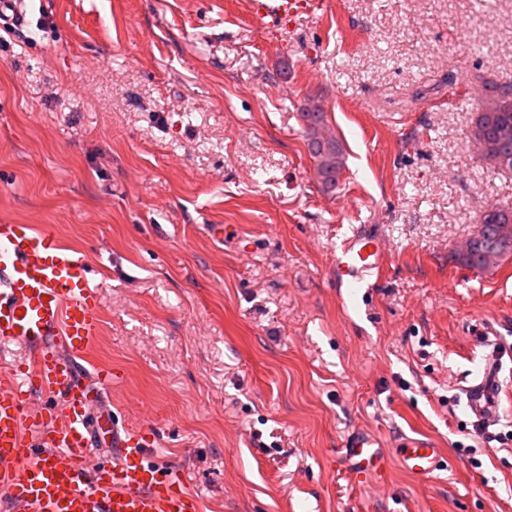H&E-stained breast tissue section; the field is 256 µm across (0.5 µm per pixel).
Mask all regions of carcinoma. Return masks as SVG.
Wrapping results in <instances>:
<instances>
[{"label": "carcinoma", "instance_id": "cac0c4a2", "mask_svg": "<svg viewBox=\"0 0 512 512\" xmlns=\"http://www.w3.org/2000/svg\"><path fill=\"white\" fill-rule=\"evenodd\" d=\"M470 138L483 145L482 159L497 171H512V81L486 86ZM308 150L316 161L323 189H336L344 168V148L323 109L310 104L300 112ZM512 256V205L492 203L481 211L468 248L451 256L461 266L486 271Z\"/></svg>", "mask_w": 512, "mask_h": 512}]
</instances>
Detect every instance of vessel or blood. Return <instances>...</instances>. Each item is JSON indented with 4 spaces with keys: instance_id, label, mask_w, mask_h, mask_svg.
<instances>
[{
    "instance_id": "1",
    "label": "vessel or blood",
    "mask_w": 512,
    "mask_h": 512,
    "mask_svg": "<svg viewBox=\"0 0 512 512\" xmlns=\"http://www.w3.org/2000/svg\"><path fill=\"white\" fill-rule=\"evenodd\" d=\"M248 11L273 37L325 7L324 0H247ZM378 236L344 239L336 251V282L362 287L381 265ZM99 289L86 259L32 224H0V344L19 346L20 361L0 368V489L21 512H198L199 500L180 470L147 464L151 439L119 429L106 405L110 371L82 362L99 333ZM497 364L462 389L482 425L500 416ZM44 404L31 408L32 393ZM112 438V462L96 459L97 433ZM376 440L351 432L344 459L356 475L382 473ZM413 475L438 478L447 464L438 449L409 439L396 450Z\"/></svg>"
}]
</instances>
